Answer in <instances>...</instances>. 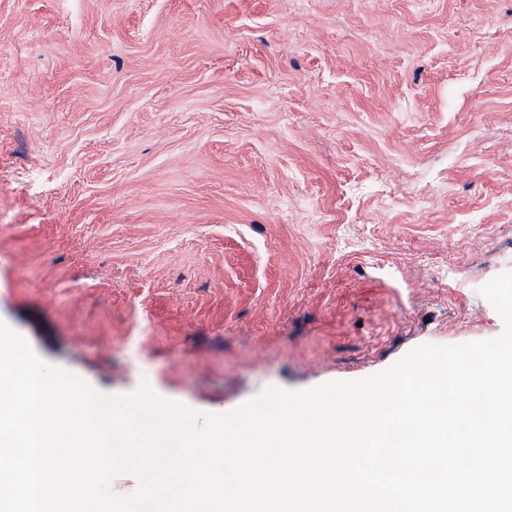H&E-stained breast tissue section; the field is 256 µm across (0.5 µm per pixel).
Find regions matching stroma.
Returning a JSON list of instances; mask_svg holds the SVG:
<instances>
[{
  "mask_svg": "<svg viewBox=\"0 0 512 512\" xmlns=\"http://www.w3.org/2000/svg\"><path fill=\"white\" fill-rule=\"evenodd\" d=\"M512 0H0V322L198 413L492 339Z\"/></svg>",
  "mask_w": 512,
  "mask_h": 512,
  "instance_id": "obj_1",
  "label": "stroma"
}]
</instances>
